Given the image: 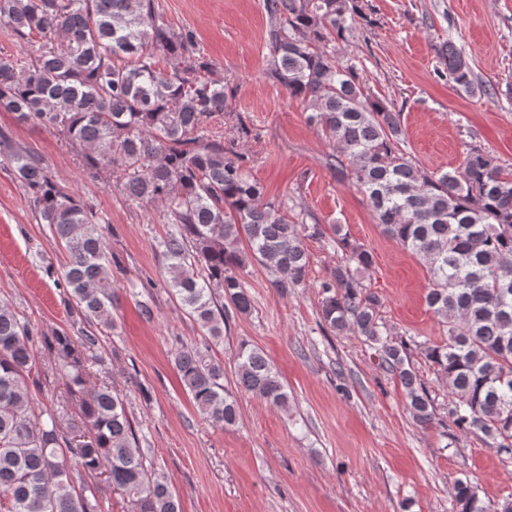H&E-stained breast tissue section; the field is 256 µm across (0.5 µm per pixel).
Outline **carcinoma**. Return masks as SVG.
<instances>
[{"label": "carcinoma", "mask_w": 512, "mask_h": 512, "mask_svg": "<svg viewBox=\"0 0 512 512\" xmlns=\"http://www.w3.org/2000/svg\"><path fill=\"white\" fill-rule=\"evenodd\" d=\"M264 10L269 75L311 110L308 119L336 148L329 166L362 194L382 232L427 266L426 303L448 340L424 353L453 398V424L512 460V169L474 145L456 173L419 167L403 148L401 113L364 91L353 60L336 56V44L365 19L360 0H264ZM0 27L24 43L42 40L28 62L0 57V112L20 124L62 128L84 148L91 177L116 174L128 201L162 204L170 224L160 242L167 285L205 335L177 352L174 365L196 408L218 427L234 425L239 406L224 391V362L213 346L224 339L226 306L252 310L237 275L246 267L240 240L286 295L306 286L304 240L323 235L322 226L290 220L284 203L265 200L238 149L250 135L245 122L235 138L203 135L206 123L229 111V94L197 52L193 31L169 28L154 0H0ZM441 59L456 89L478 88L453 42ZM0 155L66 255L58 281L65 307L112 328L114 260L96 212L4 131ZM336 242L346 260L320 285L322 321L361 336L399 380L413 420L430 425L434 399L412 365L410 344L389 335L380 296L358 277L373 254L347 235ZM41 342L57 352L69 396L81 397L72 428L88 433L87 441L62 431L65 405L35 409L29 382ZM99 348L91 331L43 339L0 304V512H98L85 473L106 475L131 512H181L168 484L146 466L124 398L93 383L89 365ZM234 364L240 391L288 408L286 387L264 353L242 344ZM453 498L456 512H512L511 503L483 501L468 480L455 482Z\"/></svg>", "instance_id": "carcinoma-1"}]
</instances>
